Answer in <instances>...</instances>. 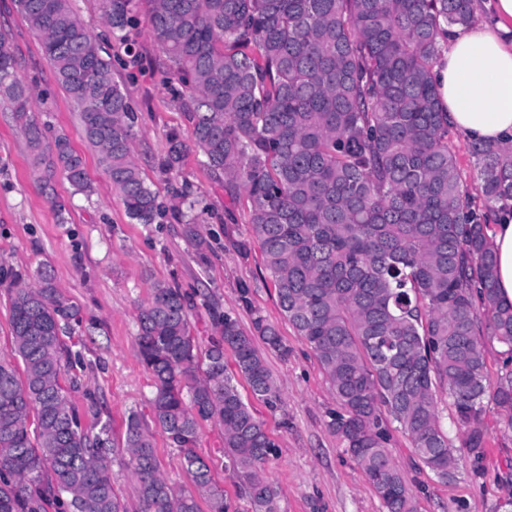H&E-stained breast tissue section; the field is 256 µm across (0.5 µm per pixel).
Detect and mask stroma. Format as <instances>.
Instances as JSON below:
<instances>
[{"mask_svg": "<svg viewBox=\"0 0 512 512\" xmlns=\"http://www.w3.org/2000/svg\"><path fill=\"white\" fill-rule=\"evenodd\" d=\"M72 6L114 64V77L136 111L135 160L167 207L152 224L127 216L82 136L78 114L58 86L38 36L14 0H0V29L8 32L20 75L38 99L35 115L68 134L85 158L93 187L86 195L58 180L56 191L68 205L67 221L59 223L34 180L23 134L0 107V279L30 275L40 264H50L58 288L79 308L83 322L72 336L88 368L71 398L82 425L90 428L96 419H107L119 434L133 413L152 423L154 387L136 355L137 314L153 284L163 281L189 296L200 348L220 337L217 318L226 313L245 328L254 315H262L286 343L287 355L264 353L280 388V409L270 410L254 399L245 381L237 383L277 444L266 474L279 491L280 512H385L363 472L326 427L335 406L329 386L308 343L280 313L248 208L230 200L222 177L194 144L193 126L172 99L146 18L116 35L105 23L102 0H72ZM130 47L138 55L132 66L126 54ZM174 133L185 144L186 156L179 172L170 174L163 163ZM192 217L205 241L201 252L186 234ZM484 426L483 458L462 453L457 478L446 483L416 469L408 438L395 433L392 456L416 496L418 512H512V431H504L491 403ZM198 450L235 512H247L236 476L224 468V433L218 425L202 423Z\"/></svg>", "mask_w": 512, "mask_h": 512, "instance_id": "1", "label": "stroma"}]
</instances>
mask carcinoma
Here are the masks:
<instances>
[{
    "label": "carcinoma",
    "mask_w": 512,
    "mask_h": 512,
    "mask_svg": "<svg viewBox=\"0 0 512 512\" xmlns=\"http://www.w3.org/2000/svg\"><path fill=\"white\" fill-rule=\"evenodd\" d=\"M112 30L137 22L136 0H103ZM151 36L170 90L224 190L242 195L281 314L311 346L336 409L326 426L386 512H417L390 451L408 436L417 466L452 478L458 457L441 423L445 392L465 448L486 443L484 399L512 430V306L499 303L489 216L512 201V150L470 145L483 209L464 189L448 144L433 68L452 26L473 21L472 0H148ZM41 40L57 83L79 112L129 218L152 224L162 202L133 158L136 113L70 0H16ZM0 103L23 131L35 180L59 223L57 178L92 192L85 161L64 133L35 118L31 88L0 32ZM186 146L172 135L177 170ZM11 358L0 357V512H125L112 486L120 458L138 482L142 512H200L160 472L153 431L132 414L121 441L110 423L86 430L70 391L84 363L65 342L79 308L43 263L33 281L5 285ZM190 300L159 281L138 313V357L151 374L155 428L178 450L209 512H229L224 488L197 451L200 425L224 432V460L252 512H278L266 476L276 444L224 362L270 408L280 389L263 353L288 355L277 327L229 314L200 353ZM505 367L488 391L486 345Z\"/></svg>",
    "instance_id": "cac0c4a2"
}]
</instances>
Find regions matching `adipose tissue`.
I'll list each match as a JSON object with an SVG mask.
<instances>
[{
    "label": "adipose tissue",
    "instance_id": "ef3b65f1",
    "mask_svg": "<svg viewBox=\"0 0 512 512\" xmlns=\"http://www.w3.org/2000/svg\"><path fill=\"white\" fill-rule=\"evenodd\" d=\"M448 124L471 142L512 144V0H474V20L448 32L434 68ZM498 299L512 305V203L498 207L488 231Z\"/></svg>",
    "mask_w": 512,
    "mask_h": 512
}]
</instances>
